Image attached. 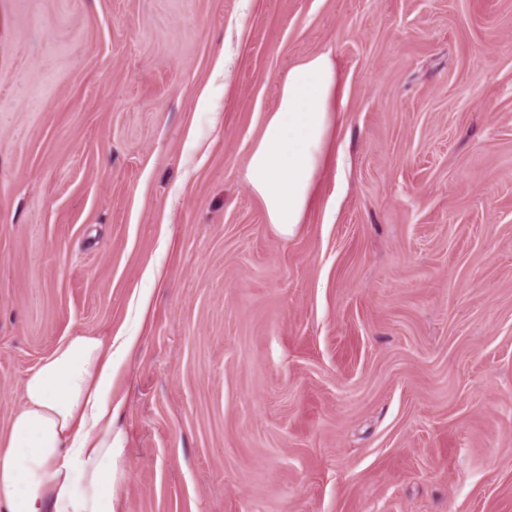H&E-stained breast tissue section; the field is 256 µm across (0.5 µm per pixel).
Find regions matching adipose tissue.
Here are the masks:
<instances>
[{"instance_id":"1","label":"adipose tissue","mask_w":512,"mask_h":512,"mask_svg":"<svg viewBox=\"0 0 512 512\" xmlns=\"http://www.w3.org/2000/svg\"><path fill=\"white\" fill-rule=\"evenodd\" d=\"M341 95L330 55L306 57L282 81L278 106L251 147L247 184L282 234L304 221ZM134 343L129 337L115 348L77 334L28 373L0 445V512H115L122 437L113 429L114 362Z\"/></svg>"}]
</instances>
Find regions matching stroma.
Listing matches in <instances>:
<instances>
[{
	"mask_svg": "<svg viewBox=\"0 0 512 512\" xmlns=\"http://www.w3.org/2000/svg\"><path fill=\"white\" fill-rule=\"evenodd\" d=\"M325 52L284 235L246 162ZM75 334L137 340L117 512H512V0H0L1 436ZM342 89L329 54L306 57L288 72L279 102L254 141L245 177L268 224L293 233L303 224L312 191L336 130Z\"/></svg>",
	"mask_w": 512,
	"mask_h": 512,
	"instance_id": "stroma-1",
	"label": "stroma"
}]
</instances>
